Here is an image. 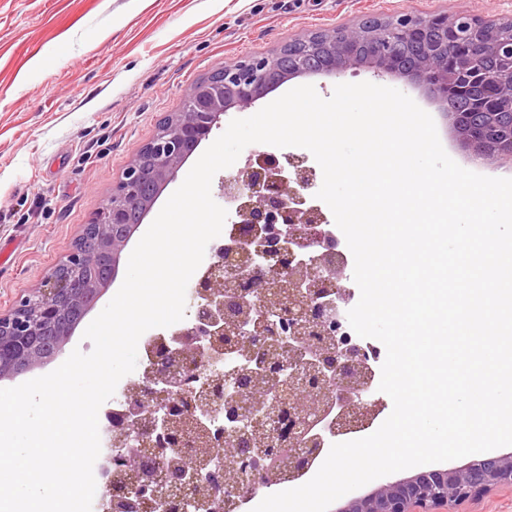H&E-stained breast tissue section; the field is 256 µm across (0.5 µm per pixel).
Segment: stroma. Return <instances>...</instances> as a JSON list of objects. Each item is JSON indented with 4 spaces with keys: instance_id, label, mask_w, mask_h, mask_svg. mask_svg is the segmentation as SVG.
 <instances>
[{
    "instance_id": "1",
    "label": "stroma",
    "mask_w": 512,
    "mask_h": 512,
    "mask_svg": "<svg viewBox=\"0 0 512 512\" xmlns=\"http://www.w3.org/2000/svg\"><path fill=\"white\" fill-rule=\"evenodd\" d=\"M459 11L502 22L512 0H0V311L42 287L160 122L222 63L372 17ZM390 85L470 168L437 105Z\"/></svg>"
}]
</instances>
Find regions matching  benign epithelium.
<instances>
[{
  "instance_id": "1",
  "label": "benign epithelium",
  "mask_w": 512,
  "mask_h": 512,
  "mask_svg": "<svg viewBox=\"0 0 512 512\" xmlns=\"http://www.w3.org/2000/svg\"><path fill=\"white\" fill-rule=\"evenodd\" d=\"M425 18L393 15L388 27L405 42ZM320 55L288 60L280 48L225 62L193 84L181 110L127 165L110 202L92 215L66 260L39 291L0 312V379L52 360L43 336L63 349L78 322L92 311L118 275L121 255L162 189L233 108L254 105L285 81L313 75L344 76L367 69L405 79L439 103L452 140L471 158L512 168V153H494L488 131L448 110L459 73L448 69L451 46L431 39L406 66L388 62L378 30L361 23L322 29L302 38ZM495 104L512 112V80L494 87ZM224 176L220 195L235 204L243 232L212 247L198 277L187 319L172 343L154 351L141 375L112 412L111 454L101 497L103 512H143L156 501L164 512H213L219 491L235 503L261 489L303 477L333 437L367 425L375 373L367 351L338 336L351 293L339 284L342 257L329 221L309 199L316 171L293 153L254 151ZM233 352L242 370L224 396L217 372ZM208 371L206 383L198 375ZM221 416L224 425L214 424ZM512 486V455L487 456L461 467L422 471L385 481L349 499L336 512H448L459 502Z\"/></svg>"
}]
</instances>
